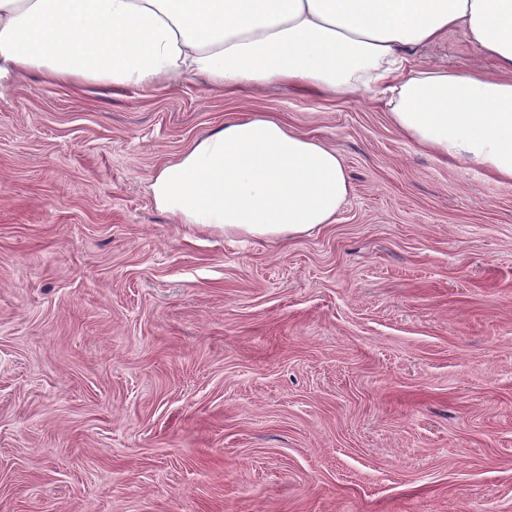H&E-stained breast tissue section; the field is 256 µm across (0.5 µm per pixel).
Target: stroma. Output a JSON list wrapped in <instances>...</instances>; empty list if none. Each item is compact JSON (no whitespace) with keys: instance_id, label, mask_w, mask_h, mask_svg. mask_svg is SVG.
Instances as JSON below:
<instances>
[{"instance_id":"stroma-1","label":"stroma","mask_w":512,"mask_h":512,"mask_svg":"<svg viewBox=\"0 0 512 512\" xmlns=\"http://www.w3.org/2000/svg\"><path fill=\"white\" fill-rule=\"evenodd\" d=\"M491 59L456 31L416 64ZM336 149L334 223L177 224L230 115ZM0 512H512V181L368 92L23 81L0 99Z\"/></svg>"}]
</instances>
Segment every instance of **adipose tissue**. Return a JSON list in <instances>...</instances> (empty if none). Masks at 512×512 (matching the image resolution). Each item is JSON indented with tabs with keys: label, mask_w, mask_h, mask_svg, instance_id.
Returning a JSON list of instances; mask_svg holds the SVG:
<instances>
[{
	"label": "adipose tissue",
	"mask_w": 512,
	"mask_h": 512,
	"mask_svg": "<svg viewBox=\"0 0 512 512\" xmlns=\"http://www.w3.org/2000/svg\"><path fill=\"white\" fill-rule=\"evenodd\" d=\"M452 30L495 71L411 66ZM190 77L236 93L378 92L419 145L512 180V0H0V98L33 78L124 90ZM349 188L336 151L257 113L198 138L150 184L177 223L257 239L331 223Z\"/></svg>",
	"instance_id": "obj_1"
}]
</instances>
